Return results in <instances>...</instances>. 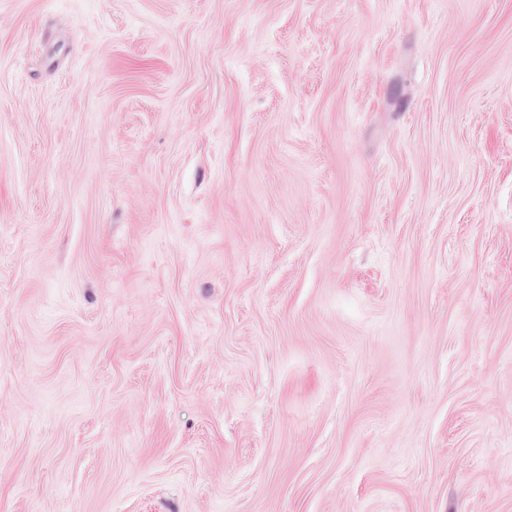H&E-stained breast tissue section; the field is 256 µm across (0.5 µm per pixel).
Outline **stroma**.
Instances as JSON below:
<instances>
[{"label":"stroma","instance_id":"1","mask_svg":"<svg viewBox=\"0 0 512 512\" xmlns=\"http://www.w3.org/2000/svg\"><path fill=\"white\" fill-rule=\"evenodd\" d=\"M0 512H512V0H0Z\"/></svg>","mask_w":512,"mask_h":512}]
</instances>
